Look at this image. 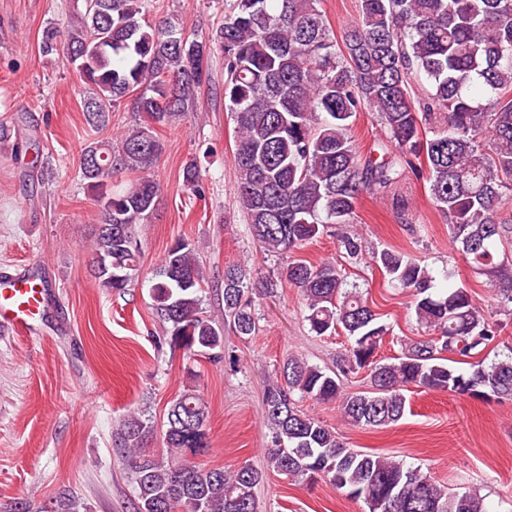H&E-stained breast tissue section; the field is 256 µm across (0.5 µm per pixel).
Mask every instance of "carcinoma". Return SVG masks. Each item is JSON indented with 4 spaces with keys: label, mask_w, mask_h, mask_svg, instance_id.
<instances>
[{
    "label": "carcinoma",
    "mask_w": 512,
    "mask_h": 512,
    "mask_svg": "<svg viewBox=\"0 0 512 512\" xmlns=\"http://www.w3.org/2000/svg\"><path fill=\"white\" fill-rule=\"evenodd\" d=\"M320 0H224V24L209 39L170 19L153 21L145 0H73L62 30L42 31L43 55L62 54L85 84L92 127L129 101L141 123L115 141L88 144L80 171L97 202L92 275L98 287L121 294L140 270L139 227L159 204L151 170L162 153L156 129L193 111L195 93L209 80L214 54L224 56V101L236 123L233 153L237 197L248 232L272 255L300 249L329 224H351L363 195L384 196L411 173L424 178L434 206L448 220L465 262L496 286L500 311L512 315V0H360L358 18L336 38ZM429 87L412 96L410 76ZM376 114L385 138L362 154L352 136L357 115ZM137 174L134 179L129 174ZM183 185L199 199L195 164ZM112 225L106 235L102 225ZM339 248L354 260L361 241L344 235ZM375 262L409 291L427 338L377 359L391 325L336 264L288 263L281 278L298 289L304 320L317 336L340 329L349 344L336 370L290 355L263 399L271 433L267 470L295 482L317 478L368 512H488L475 490L449 491L418 467L393 455L348 447L297 400L336 403L352 426L384 429L406 412L409 386L475 399H512V344L505 324L492 321L465 288L435 291L428 268L406 252L386 249ZM240 267L224 270V316L201 306L205 277L194 243L177 238L151 278L155 317L169 346L188 356L220 359L224 329L245 339L256 331L255 302L273 289L246 282ZM493 346L506 353L490 364L471 357ZM468 364L460 369L458 365ZM368 372L369 388L348 392L342 376ZM209 410L196 389L174 399L164 422L167 457L143 446L150 419L126 416L117 429L120 450L137 486V512H260L257 486L265 472L196 463L208 440ZM63 491L51 512H81Z\"/></svg>",
    "instance_id": "obj_1"
}]
</instances>
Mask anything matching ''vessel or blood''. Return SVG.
<instances>
[{"instance_id": "1", "label": "vessel or blood", "mask_w": 512, "mask_h": 512, "mask_svg": "<svg viewBox=\"0 0 512 512\" xmlns=\"http://www.w3.org/2000/svg\"><path fill=\"white\" fill-rule=\"evenodd\" d=\"M49 290L26 269L0 273V328L30 333L44 313Z\"/></svg>"}]
</instances>
